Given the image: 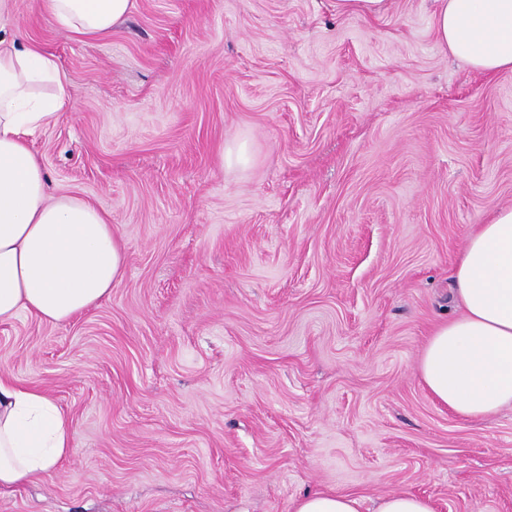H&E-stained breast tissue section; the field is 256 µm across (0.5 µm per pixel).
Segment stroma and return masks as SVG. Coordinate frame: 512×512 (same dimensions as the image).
Masks as SVG:
<instances>
[{"instance_id":"35a3bbf8","label":"stroma","mask_w":512,"mask_h":512,"mask_svg":"<svg viewBox=\"0 0 512 512\" xmlns=\"http://www.w3.org/2000/svg\"><path fill=\"white\" fill-rule=\"evenodd\" d=\"M433 0H135L103 36L12 0L0 34L58 62L31 138L51 192L112 218L125 273L63 324H0V374L74 443L0 512H512V408L467 421L419 359L458 312L472 225L512 208V71L435 38ZM247 142L243 166L219 149ZM387 0H336L340 11H359L365 16H378L386 10ZM294 512H362V500L350 494L318 491L299 499ZM376 512H434V508L428 499L401 493L385 497Z\"/></svg>"}]
</instances>
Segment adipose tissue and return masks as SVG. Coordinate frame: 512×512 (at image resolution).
I'll return each instance as SVG.
<instances>
[{"mask_svg":"<svg viewBox=\"0 0 512 512\" xmlns=\"http://www.w3.org/2000/svg\"><path fill=\"white\" fill-rule=\"evenodd\" d=\"M441 46L474 71H512V0H435ZM54 25L105 35L133 0H41ZM70 96L58 63L0 37V323L21 313L59 324L96 307L124 276L111 218L80 197L52 195L30 136ZM463 308L430 335L419 362L434 400L464 419L512 407V208L469 234L451 275ZM73 432L40 389L0 378V491L50 475Z\"/></svg>","mask_w":512,"mask_h":512,"instance_id":"ef3b65f1","label":"adipose tissue"}]
</instances>
